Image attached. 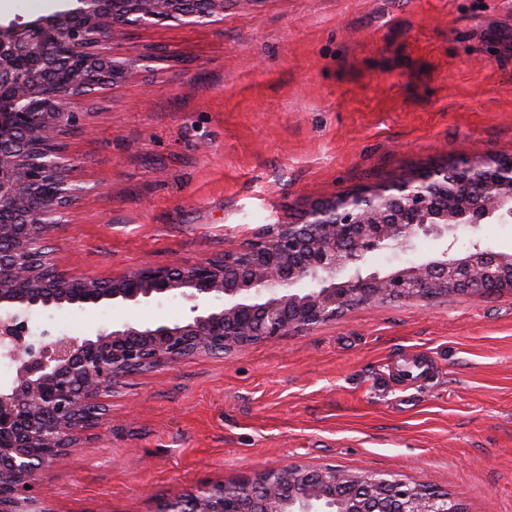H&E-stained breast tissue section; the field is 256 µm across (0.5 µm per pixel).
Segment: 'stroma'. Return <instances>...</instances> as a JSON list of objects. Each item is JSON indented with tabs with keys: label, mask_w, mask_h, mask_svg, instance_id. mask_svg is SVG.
Masks as SVG:
<instances>
[{
	"label": "stroma",
	"mask_w": 512,
	"mask_h": 512,
	"mask_svg": "<svg viewBox=\"0 0 512 512\" xmlns=\"http://www.w3.org/2000/svg\"><path fill=\"white\" fill-rule=\"evenodd\" d=\"M160 64L80 100L63 144L93 191L50 239L105 279L222 256L311 205L476 156L512 157V0H224L206 26L118 33ZM76 334L107 306L35 314ZM426 356L408 388L398 358ZM42 477L55 512L160 499L286 462L396 472L466 512H512V292L383 302L134 374Z\"/></svg>",
	"instance_id": "1"
}]
</instances>
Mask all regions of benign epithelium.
<instances>
[{
	"label": "benign epithelium",
	"instance_id": "7a95c632",
	"mask_svg": "<svg viewBox=\"0 0 512 512\" xmlns=\"http://www.w3.org/2000/svg\"><path fill=\"white\" fill-rule=\"evenodd\" d=\"M27 21H0V354L16 363L0 382V512H55L42 476L101 423L99 397L117 380L202 354L276 341L387 301L483 299L512 291V254L481 242L453 252L462 225L512 221V159L479 158L318 203L297 224H265L216 259L150 265L111 279L74 278L43 246L84 188L70 179L62 137L83 129L75 97L157 62L112 57L129 27L206 24L224 0H64ZM439 250L387 271L377 253ZM178 300V321H143V305ZM110 306L123 313L76 336L32 332L35 312ZM155 512H464L447 491L392 473L282 464L234 481L201 483Z\"/></svg>",
	"mask_w": 512,
	"mask_h": 512
}]
</instances>
